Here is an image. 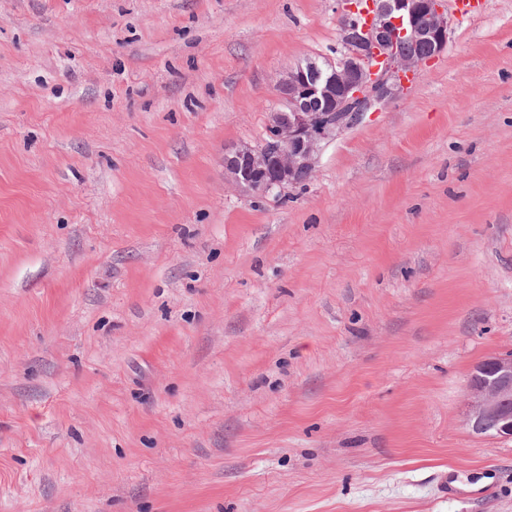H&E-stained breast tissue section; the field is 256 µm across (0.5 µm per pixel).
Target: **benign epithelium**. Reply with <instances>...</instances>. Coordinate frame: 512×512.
Here are the masks:
<instances>
[{"label": "benign epithelium", "instance_id": "1", "mask_svg": "<svg viewBox=\"0 0 512 512\" xmlns=\"http://www.w3.org/2000/svg\"><path fill=\"white\" fill-rule=\"evenodd\" d=\"M340 19L342 57L321 71L299 65L288 72L278 86L288 111L270 113L268 140L224 147V175L237 185L266 196L300 183L313 173L325 141L398 96L405 75L418 69L423 58L397 43H425L433 56L448 43L444 0H368L364 11L343 0ZM467 400L474 433L512 436V353L474 367Z\"/></svg>", "mask_w": 512, "mask_h": 512}]
</instances>
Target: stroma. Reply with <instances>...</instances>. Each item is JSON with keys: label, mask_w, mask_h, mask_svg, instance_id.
<instances>
[{"label": "stroma", "mask_w": 512, "mask_h": 512, "mask_svg": "<svg viewBox=\"0 0 512 512\" xmlns=\"http://www.w3.org/2000/svg\"><path fill=\"white\" fill-rule=\"evenodd\" d=\"M337 0H0V512H512V0L256 196ZM467 423L476 434L512 436V353L479 362L467 385Z\"/></svg>", "instance_id": "1"}]
</instances>
